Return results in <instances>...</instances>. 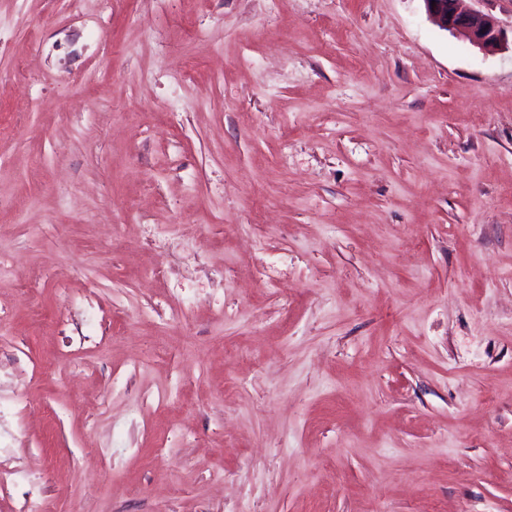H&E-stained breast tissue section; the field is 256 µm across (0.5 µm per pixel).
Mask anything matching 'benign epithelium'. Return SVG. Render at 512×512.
<instances>
[{
    "instance_id": "1",
    "label": "benign epithelium",
    "mask_w": 512,
    "mask_h": 512,
    "mask_svg": "<svg viewBox=\"0 0 512 512\" xmlns=\"http://www.w3.org/2000/svg\"><path fill=\"white\" fill-rule=\"evenodd\" d=\"M429 20L439 29L486 52H496L506 43L497 19L489 13L467 9L463 0H423Z\"/></svg>"
}]
</instances>
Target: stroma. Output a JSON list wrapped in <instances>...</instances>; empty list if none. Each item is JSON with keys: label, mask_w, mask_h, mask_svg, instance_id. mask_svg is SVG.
<instances>
[{"label": "stroma", "mask_w": 512, "mask_h": 512, "mask_svg": "<svg viewBox=\"0 0 512 512\" xmlns=\"http://www.w3.org/2000/svg\"><path fill=\"white\" fill-rule=\"evenodd\" d=\"M512 512V51L422 0H0V512Z\"/></svg>", "instance_id": "obj_1"}]
</instances>
